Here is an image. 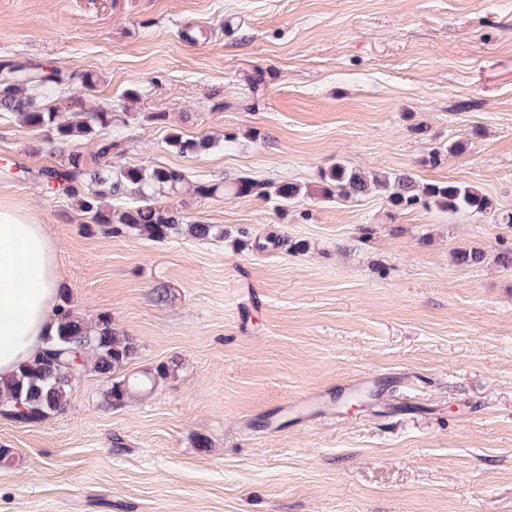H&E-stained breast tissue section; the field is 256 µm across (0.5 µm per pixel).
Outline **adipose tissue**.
Instances as JSON below:
<instances>
[{
    "label": "adipose tissue",
    "instance_id": "adipose-tissue-1",
    "mask_svg": "<svg viewBox=\"0 0 512 512\" xmlns=\"http://www.w3.org/2000/svg\"><path fill=\"white\" fill-rule=\"evenodd\" d=\"M61 283L44 225L0 202V378L33 360L56 320Z\"/></svg>",
    "mask_w": 512,
    "mask_h": 512
}]
</instances>
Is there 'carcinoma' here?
<instances>
[{
  "label": "carcinoma",
  "instance_id": "1",
  "mask_svg": "<svg viewBox=\"0 0 512 512\" xmlns=\"http://www.w3.org/2000/svg\"><path fill=\"white\" fill-rule=\"evenodd\" d=\"M64 81L65 73L57 67L48 69L42 64L20 60L0 63V116H15L25 125L48 133L47 144L62 157L60 164L40 171L48 193L60 192L71 199L79 223L106 225L114 235L150 240H163L173 233L200 240L224 236L220 227L189 222L180 211L160 202V198L177 194L188 185L183 169L108 165L112 152L121 145L117 134L99 138L96 150L89 155L69 148L73 142L111 125L112 117L104 107H86L81 96L70 97L68 111H60L54 103L53 89ZM170 144L183 152L198 151L208 148L212 139L204 135L184 141L174 132ZM321 179L322 191L327 195L356 197L378 189L395 208L413 206L424 199L451 211L493 210L492 200L473 186L450 182L421 186L412 173L405 171L369 176L338 164L324 171ZM269 187L270 183L244 174L227 185L199 180L192 190L200 197L213 196L222 190L230 199L273 194L286 203L301 193V187L295 183H282L272 191ZM127 196L137 199L127 210L115 215L106 209V198ZM486 258V252L477 247H466L457 253V260L464 265L479 264ZM136 351L134 340L113 327L110 315H101L89 323L64 298L57 308L55 330L38 356L24 364L11 379L0 382V414L31 423L61 413L67 407L76 377L90 369L108 378L124 368ZM164 376L165 369L158 367L142 372L135 380L114 381L106 397L114 405L122 404L138 393L155 391Z\"/></svg>",
  "mask_w": 512,
  "mask_h": 512
}]
</instances>
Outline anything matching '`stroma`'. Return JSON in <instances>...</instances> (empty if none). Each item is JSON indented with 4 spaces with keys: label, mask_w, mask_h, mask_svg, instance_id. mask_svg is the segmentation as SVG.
I'll use <instances>...</instances> for the list:
<instances>
[{
    "label": "stroma",
    "mask_w": 512,
    "mask_h": 512,
    "mask_svg": "<svg viewBox=\"0 0 512 512\" xmlns=\"http://www.w3.org/2000/svg\"><path fill=\"white\" fill-rule=\"evenodd\" d=\"M14 59L63 68L57 104L109 109L113 166L302 193L169 198L219 241L89 230L36 178L60 161L44 132L0 118V200L47 226L62 294L136 341L126 373L168 369L121 406L87 371L64 413L0 415V512H512V0H0ZM173 132L214 142L183 153ZM339 163L495 209L322 198ZM244 228L306 249L241 246ZM462 246L487 260L459 265ZM321 393L331 408L290 406Z\"/></svg>",
    "instance_id": "obj_1"
}]
</instances>
